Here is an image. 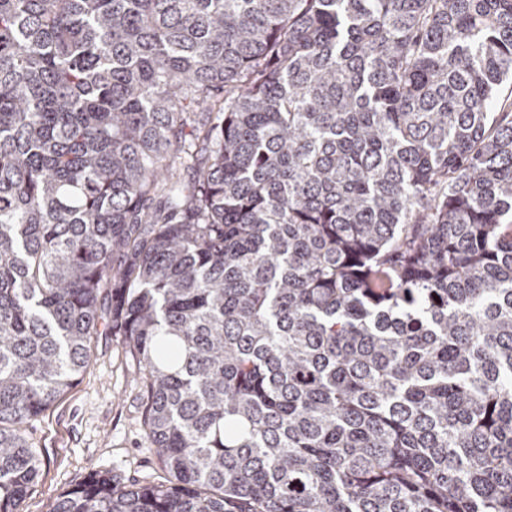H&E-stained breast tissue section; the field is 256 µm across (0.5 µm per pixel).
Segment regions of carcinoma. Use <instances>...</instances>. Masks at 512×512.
<instances>
[{
  "label": "carcinoma",
  "mask_w": 512,
  "mask_h": 512,
  "mask_svg": "<svg viewBox=\"0 0 512 512\" xmlns=\"http://www.w3.org/2000/svg\"><path fill=\"white\" fill-rule=\"evenodd\" d=\"M512 0H0V512L121 336L163 477L50 512H512Z\"/></svg>",
  "instance_id": "obj_1"
}]
</instances>
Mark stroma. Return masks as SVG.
Masks as SVG:
<instances>
[{
    "mask_svg": "<svg viewBox=\"0 0 512 512\" xmlns=\"http://www.w3.org/2000/svg\"><path fill=\"white\" fill-rule=\"evenodd\" d=\"M41 475L20 512H48L53 499L90 470L125 480L160 475L144 430V390L122 337L98 336L90 365L62 399L28 426Z\"/></svg>",
    "mask_w": 512,
    "mask_h": 512,
    "instance_id": "1",
    "label": "stroma"
}]
</instances>
